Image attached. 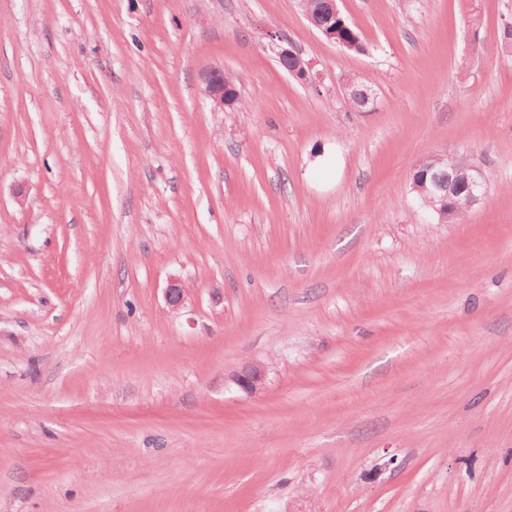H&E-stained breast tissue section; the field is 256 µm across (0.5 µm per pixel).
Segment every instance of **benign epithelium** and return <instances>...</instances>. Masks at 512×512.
<instances>
[{
	"instance_id": "benign-epithelium-1",
	"label": "benign epithelium",
	"mask_w": 512,
	"mask_h": 512,
	"mask_svg": "<svg viewBox=\"0 0 512 512\" xmlns=\"http://www.w3.org/2000/svg\"><path fill=\"white\" fill-rule=\"evenodd\" d=\"M276 56L288 73L295 78L306 81L309 78L310 63L306 62L284 39L276 44ZM205 95L219 108L233 107L239 100V91L236 87L225 83V75L214 70L204 76ZM427 175L429 181L423 182L420 189L431 193L443 206L457 197L458 190L465 192V207L471 208L485 196V182L482 170L469 161L459 160L451 167V171L436 170L425 159L419 164ZM187 298L186 288L177 278L170 279L165 288V300L169 308L176 310L183 306ZM267 367L260 362H248L233 375L234 383L248 393H254L265 384Z\"/></svg>"
}]
</instances>
